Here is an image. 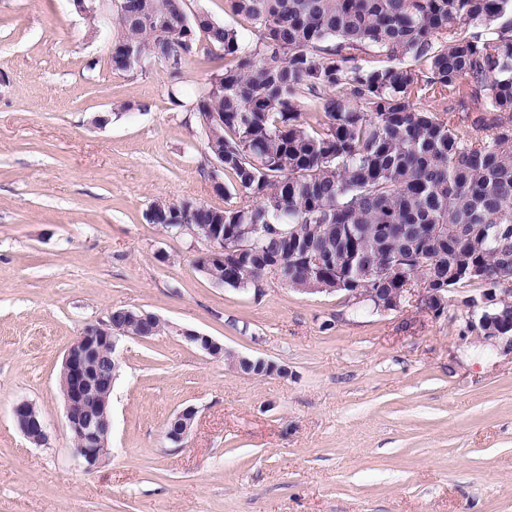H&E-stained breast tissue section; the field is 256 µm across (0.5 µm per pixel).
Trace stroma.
<instances>
[{
  "instance_id": "1",
  "label": "stroma",
  "mask_w": 512,
  "mask_h": 512,
  "mask_svg": "<svg viewBox=\"0 0 512 512\" xmlns=\"http://www.w3.org/2000/svg\"><path fill=\"white\" fill-rule=\"evenodd\" d=\"M113 35L74 0H0V512H512V348L412 299L383 312L212 284L201 243L145 212L224 204L188 109L215 65L116 71ZM116 308L163 328L121 342L109 450L88 472L60 371ZM185 329L288 375L240 374ZM20 400L46 444L17 428ZM181 336L191 345L215 359L223 358L224 345L216 342L210 336L202 335L191 330H182ZM14 422L22 435L34 445H44L48 441L46 422L33 403L22 400L12 407ZM195 414L191 408L177 412L167 422L165 437L174 443L183 442L191 432V422L195 420Z\"/></svg>"
}]
</instances>
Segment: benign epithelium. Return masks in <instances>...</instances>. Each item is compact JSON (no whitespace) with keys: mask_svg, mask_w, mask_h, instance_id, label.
Returning a JSON list of instances; mask_svg holds the SVG:
<instances>
[{"mask_svg":"<svg viewBox=\"0 0 512 512\" xmlns=\"http://www.w3.org/2000/svg\"><path fill=\"white\" fill-rule=\"evenodd\" d=\"M178 233L189 232L205 245L201 253L203 261L194 262L195 268L209 273V263L224 262V227L201 226L177 220ZM421 303L431 313L449 306L448 289L423 288ZM512 280L497 288H483L480 297L466 303L465 319L476 332H484L483 340L490 344L502 342L512 348V335L502 333L504 324L512 321ZM153 320V314L142 311H126L121 320L108 315L107 320L87 325L68 348L62 365L61 390L65 402L67 425L71 432L76 456L84 469L91 471L101 462L102 447L107 433L97 422L94 412L99 401L112 391L120 370L117 352L119 342L126 337H141L140 326ZM181 336L214 359L223 357L224 345L211 337L191 330L181 331ZM14 422L22 435L34 445L48 441L46 422L33 403L22 400L12 407ZM195 411L185 408L167 422L165 437L174 442H183L191 432Z\"/></svg>","mask_w":512,"mask_h":512,"instance_id":"7a95c632","label":"benign epithelium"}]
</instances>
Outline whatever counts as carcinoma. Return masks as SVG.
<instances>
[{"instance_id": "obj_1", "label": "carcinoma", "mask_w": 512, "mask_h": 512, "mask_svg": "<svg viewBox=\"0 0 512 512\" xmlns=\"http://www.w3.org/2000/svg\"><path fill=\"white\" fill-rule=\"evenodd\" d=\"M224 5L239 27L187 14L185 0H127L112 42V68L140 51L174 62L175 77L214 56L200 33L222 51L219 85L194 109L217 114L205 146L224 157L225 206L184 199L154 220L167 232L180 215L262 228L212 278L249 287L277 258L298 288L389 295L414 277L432 288L512 277V0ZM306 245L334 266L313 273Z\"/></svg>"}]
</instances>
